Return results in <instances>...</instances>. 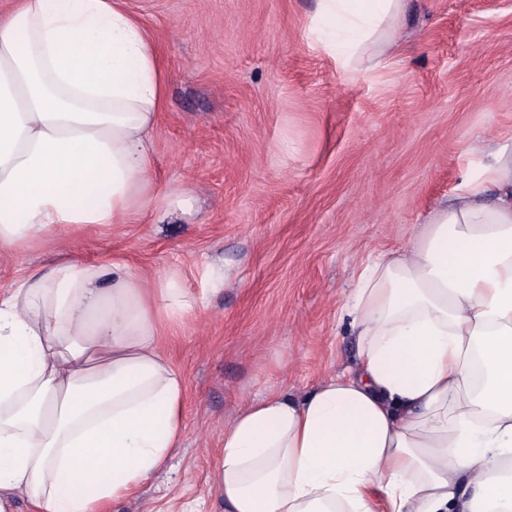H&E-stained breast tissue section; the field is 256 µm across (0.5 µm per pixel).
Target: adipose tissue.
Listing matches in <instances>:
<instances>
[{"label":"adipose tissue","mask_w":512,"mask_h":512,"mask_svg":"<svg viewBox=\"0 0 512 512\" xmlns=\"http://www.w3.org/2000/svg\"><path fill=\"white\" fill-rule=\"evenodd\" d=\"M407 0H317L310 38L379 66ZM167 72L123 0H17L0 13V256L89 224L190 214L161 189ZM368 260L343 314L356 370L252 400L224 429V512H512V142ZM121 260L60 258L0 289V512H105L184 441L162 341L222 289Z\"/></svg>","instance_id":"obj_1"}]
</instances>
